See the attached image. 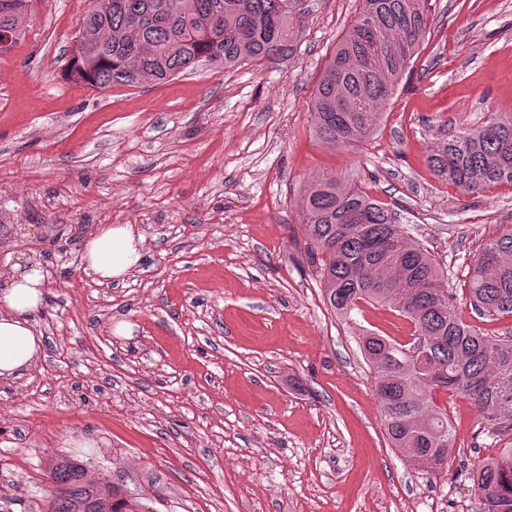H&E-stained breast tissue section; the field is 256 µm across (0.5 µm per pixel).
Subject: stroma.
<instances>
[{
    "label": "stroma",
    "mask_w": 512,
    "mask_h": 512,
    "mask_svg": "<svg viewBox=\"0 0 512 512\" xmlns=\"http://www.w3.org/2000/svg\"><path fill=\"white\" fill-rule=\"evenodd\" d=\"M360 5L297 0L275 64L95 90L64 76L81 0H35L0 57V270L46 268L44 356L0 381V512H43L62 457L153 512H477L469 469L512 435L493 441L457 395L444 472L391 447L373 372L308 267L301 199L319 173L356 183L435 257L465 322L512 334L468 293L475 255L512 229V185L464 194L427 163L512 114V0H431L371 133L334 148L310 101ZM102 224L146 237L125 281L83 270ZM120 321L131 335L111 334Z\"/></svg>",
    "instance_id": "stroma-1"
}]
</instances>
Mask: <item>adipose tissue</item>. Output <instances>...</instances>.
<instances>
[{
  "mask_svg": "<svg viewBox=\"0 0 512 512\" xmlns=\"http://www.w3.org/2000/svg\"><path fill=\"white\" fill-rule=\"evenodd\" d=\"M144 236L134 224H103L85 243L82 263L99 281H121L138 267ZM45 277L38 265L13 263L0 273V380L34 369L43 356L35 315L43 305Z\"/></svg>",
  "mask_w": 512,
  "mask_h": 512,
  "instance_id": "adipose-tissue-1",
  "label": "adipose tissue"
}]
</instances>
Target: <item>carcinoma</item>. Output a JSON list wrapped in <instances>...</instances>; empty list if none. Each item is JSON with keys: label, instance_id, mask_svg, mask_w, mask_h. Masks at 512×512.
<instances>
[{"label": "carcinoma", "instance_id": "carcinoma-1", "mask_svg": "<svg viewBox=\"0 0 512 512\" xmlns=\"http://www.w3.org/2000/svg\"><path fill=\"white\" fill-rule=\"evenodd\" d=\"M295 0H84L80 31L108 48L73 52L66 77L106 89L160 82L198 59L224 66L273 63L288 52ZM359 16L337 42L312 97L314 132L334 147L355 146L420 49L430 0H361ZM435 175L464 193L512 185V115L441 142L428 158ZM307 262L323 281L325 302L355 330L374 370L384 430L409 463L432 473L448 467L451 392L471 400L497 433L512 431V336L494 338L465 323L430 252L406 235L392 211L358 185L324 174L302 202ZM478 315L512 317V231L481 251L469 279ZM378 303L413 326L401 343L357 323L361 304ZM56 494L46 512H153L117 483L86 478L78 460L50 469ZM481 512H512V441L474 461Z\"/></svg>", "mask_w": 512, "mask_h": 512}]
</instances>
